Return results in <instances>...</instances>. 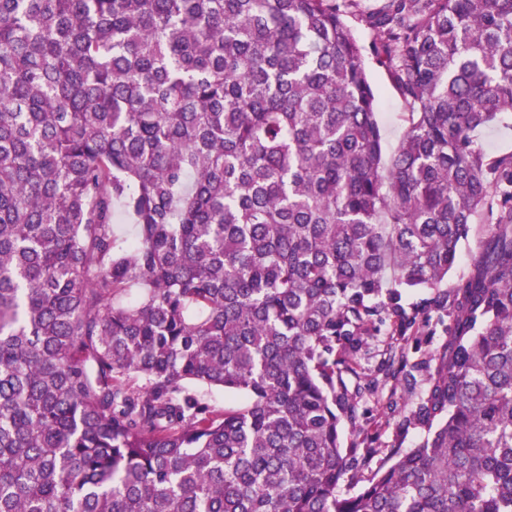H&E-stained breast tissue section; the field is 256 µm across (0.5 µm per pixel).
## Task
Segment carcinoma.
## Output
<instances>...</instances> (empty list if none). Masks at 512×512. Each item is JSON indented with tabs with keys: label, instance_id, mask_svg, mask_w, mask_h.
Returning a JSON list of instances; mask_svg holds the SVG:
<instances>
[{
	"label": "carcinoma",
	"instance_id": "cac0c4a2",
	"mask_svg": "<svg viewBox=\"0 0 512 512\" xmlns=\"http://www.w3.org/2000/svg\"><path fill=\"white\" fill-rule=\"evenodd\" d=\"M509 114L512 0H0V512H512ZM400 288L450 325L366 477ZM367 69L378 94L377 118L383 134L384 154L388 158L394 153L408 125V109L376 58L368 59ZM481 143L494 154L512 152V126L498 125L479 135ZM481 232L476 230L469 234L468 238L461 244L462 260L458 265L448 273V279L442 283L441 290L448 291L453 287L455 282L467 272V264L465 260L471 254L478 252L481 248L482 237ZM415 380L412 385H407L401 381L396 385V395L394 396L391 409L384 408L375 412L374 399L368 401L367 407L373 410L376 421L379 422V440L373 448H378L376 452L371 453L368 459L365 475L369 476L380 468H385L391 464L389 461L393 450H405L419 443L426 435L427 431L413 422L405 428L398 430L393 424L394 421L401 420L404 416H410L415 410L419 399L427 389L431 373L429 371L413 372ZM390 419V424L385 425V420ZM400 447V448H398Z\"/></svg>",
	"mask_w": 512,
	"mask_h": 512
}]
</instances>
